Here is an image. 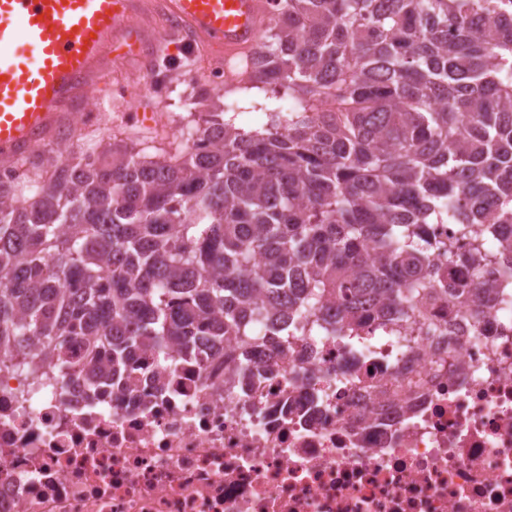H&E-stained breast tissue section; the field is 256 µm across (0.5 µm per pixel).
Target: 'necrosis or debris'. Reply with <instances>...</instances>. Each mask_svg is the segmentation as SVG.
Masks as SVG:
<instances>
[{"instance_id": "necrosis-or-debris-1", "label": "necrosis or debris", "mask_w": 512, "mask_h": 512, "mask_svg": "<svg viewBox=\"0 0 512 512\" xmlns=\"http://www.w3.org/2000/svg\"><path fill=\"white\" fill-rule=\"evenodd\" d=\"M463 288L396 329L256 348L156 369L111 403L75 372L40 389L0 371V512H512V291L432 252Z\"/></svg>"}]
</instances>
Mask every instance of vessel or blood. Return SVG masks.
<instances>
[{
	"mask_svg": "<svg viewBox=\"0 0 512 512\" xmlns=\"http://www.w3.org/2000/svg\"><path fill=\"white\" fill-rule=\"evenodd\" d=\"M173 15L234 54L264 24L262 0H169ZM135 0H0V157L49 138L64 110L99 77L102 53L130 38ZM37 53L23 68L19 44Z\"/></svg>",
	"mask_w": 512,
	"mask_h": 512,
	"instance_id": "vessel-or-blood-1",
	"label": "vessel or blood"
}]
</instances>
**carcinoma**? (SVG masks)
Instances as JSON below:
<instances>
[{
	"label": "carcinoma",
	"mask_w": 512,
	"mask_h": 512,
	"mask_svg": "<svg viewBox=\"0 0 512 512\" xmlns=\"http://www.w3.org/2000/svg\"><path fill=\"white\" fill-rule=\"evenodd\" d=\"M239 89L293 105L248 133L200 88L175 152H42L0 186V366L43 384L88 343L104 402L138 351L193 359L297 316L350 336L407 322L433 284L419 224L469 241L512 289V0H273ZM23 203H13L14 196Z\"/></svg>",
	"instance_id": "carcinoma-1"
}]
</instances>
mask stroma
Segmentation results:
<instances>
[{
	"instance_id": "stroma-1",
	"label": "stroma",
	"mask_w": 512,
	"mask_h": 512,
	"mask_svg": "<svg viewBox=\"0 0 512 512\" xmlns=\"http://www.w3.org/2000/svg\"><path fill=\"white\" fill-rule=\"evenodd\" d=\"M165 2L139 0L132 24L139 52L119 55L105 51L99 80L89 96L79 97L71 107L72 112L83 114L88 102H95V119L70 129L58 128L48 139V146H65L76 156L100 149L107 138L120 144L140 135L154 138L165 148L176 147V139L167 137L165 131L171 124L186 123L192 110L191 96L198 87L181 78L163 86L155 83L153 68L158 60H167L178 67L185 58L181 50L185 31L180 27H165ZM118 83L126 86V95L113 94L112 88ZM230 97L237 102L231 114L236 126L249 132L266 123L269 98L264 90H237Z\"/></svg>"
}]
</instances>
